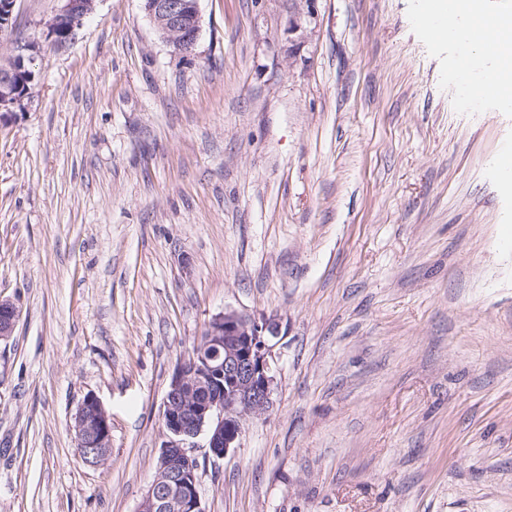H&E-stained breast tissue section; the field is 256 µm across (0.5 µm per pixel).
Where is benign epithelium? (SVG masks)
Segmentation results:
<instances>
[{"instance_id": "1", "label": "benign epithelium", "mask_w": 512, "mask_h": 512, "mask_svg": "<svg viewBox=\"0 0 512 512\" xmlns=\"http://www.w3.org/2000/svg\"><path fill=\"white\" fill-rule=\"evenodd\" d=\"M17 0H0V36L14 28ZM60 6L45 23L47 39L58 49L76 36L95 0H58ZM156 33L175 53H194L201 28L200 0H142ZM68 39L62 38V33ZM41 50L37 40L15 41L0 59V112H22L31 97L18 95L14 75L31 72L28 63ZM18 311L0 300V340L9 338ZM278 325L230 310L213 317L202 338L174 371L162 403L166 440L152 483L136 512H204L197 490L198 462L191 454L194 439L204 433L212 456L224 457L236 447L242 421L273 406L276 385L269 338ZM74 430L82 460L102 462L111 448L112 420L99 399L88 394L74 415Z\"/></svg>"}]
</instances>
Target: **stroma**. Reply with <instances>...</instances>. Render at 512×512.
Masks as SVG:
<instances>
[{
  "instance_id": "stroma-1",
  "label": "stroma",
  "mask_w": 512,
  "mask_h": 512,
  "mask_svg": "<svg viewBox=\"0 0 512 512\" xmlns=\"http://www.w3.org/2000/svg\"><path fill=\"white\" fill-rule=\"evenodd\" d=\"M419 0H200L193 55L141 0H17L42 43L0 116V512H135L205 325L273 317L272 408L205 512H512V111L461 104ZM112 444L83 462L86 394ZM60 6L46 24L45 39L58 49L65 48L76 36L84 19L93 12L95 0H58ZM65 32L68 39L63 40Z\"/></svg>"
}]
</instances>
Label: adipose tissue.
Returning a JSON list of instances; mask_svg holds the SVG:
<instances>
[{"instance_id": "adipose-tissue-1", "label": "adipose tissue", "mask_w": 512, "mask_h": 512, "mask_svg": "<svg viewBox=\"0 0 512 512\" xmlns=\"http://www.w3.org/2000/svg\"><path fill=\"white\" fill-rule=\"evenodd\" d=\"M457 31L447 36L437 30L429 35L435 43L466 49L479 71L502 78L497 103L512 106V0H452Z\"/></svg>"}]
</instances>
